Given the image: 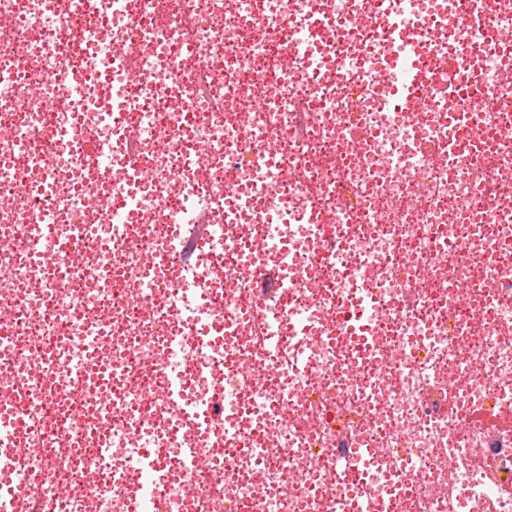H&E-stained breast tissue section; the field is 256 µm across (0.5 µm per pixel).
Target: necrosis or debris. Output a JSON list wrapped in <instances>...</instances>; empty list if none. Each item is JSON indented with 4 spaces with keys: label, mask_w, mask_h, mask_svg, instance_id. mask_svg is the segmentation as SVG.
I'll list each match as a JSON object with an SVG mask.
<instances>
[{
    "label": "necrosis or debris",
    "mask_w": 512,
    "mask_h": 512,
    "mask_svg": "<svg viewBox=\"0 0 512 512\" xmlns=\"http://www.w3.org/2000/svg\"><path fill=\"white\" fill-rule=\"evenodd\" d=\"M467 7L0 0V512H512V0Z\"/></svg>",
    "instance_id": "4bbe7bcc"
}]
</instances>
